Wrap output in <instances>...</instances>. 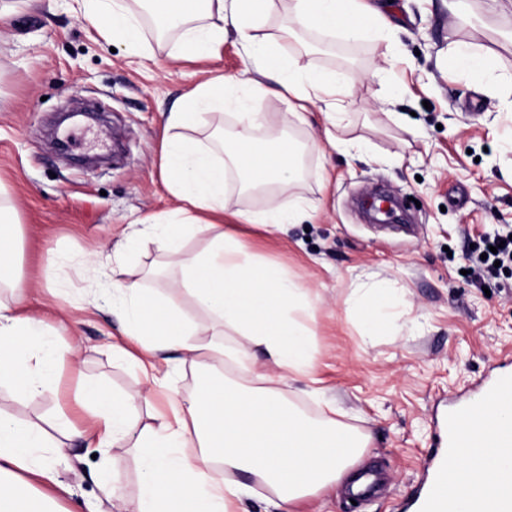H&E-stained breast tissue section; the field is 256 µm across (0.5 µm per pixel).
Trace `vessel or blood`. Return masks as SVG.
Masks as SVG:
<instances>
[{"label": "vessel or blood", "mask_w": 512, "mask_h": 512, "mask_svg": "<svg viewBox=\"0 0 512 512\" xmlns=\"http://www.w3.org/2000/svg\"><path fill=\"white\" fill-rule=\"evenodd\" d=\"M512 392V372H502L493 380L483 383L476 398L456 404L448 412L442 425V446L429 462L426 477L413 501L416 512H457L455 502L446 497L442 489L448 466V458L458 445L463 426L475 429L483 439L500 437L503 430H512V419L490 416L487 405L499 395ZM501 439V437H500ZM502 454L512 457V438L501 439ZM469 512H512V470L500 473L493 500L473 495Z\"/></svg>", "instance_id": "obj_1"}]
</instances>
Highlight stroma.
Listing matches in <instances>:
<instances>
[{"label": "stroma", "instance_id": "1", "mask_svg": "<svg viewBox=\"0 0 512 512\" xmlns=\"http://www.w3.org/2000/svg\"><path fill=\"white\" fill-rule=\"evenodd\" d=\"M7 3L14 11L0 23V201L16 208L22 226L28 293L18 309L52 326L66 310L63 336L81 350L61 374L58 399H17L6 389L0 404L22 420L61 409L81 426L84 380L153 399L142 374L113 359L118 317L93 296L116 268L144 287L165 288V279L147 275L167 261L161 241L130 246L125 237L135 224L180 222L162 167L164 121L200 82L227 77L231 93L294 144L306 173L278 201H301L308 217L278 229L238 218L271 206L267 194L244 188L233 170L224 187V221L245 251L300 283L311 303L312 367L284 376L278 389L317 419L335 404L342 422L370 438L355 465L375 477L369 496L352 499L339 483L293 512H407L443 413L512 364V267L471 273L487 239L512 229V0L492 11L485 0H468L462 19L445 0H391L388 41L306 31L303 64L352 84L336 98V120L321 104L296 116L278 97H251L235 31L209 55L178 59L179 33L162 38L146 26L142 55L104 39L77 0H0ZM457 41L491 52L484 73L456 66L448 48ZM92 102L105 110L104 124H62L68 155L59 157L47 122L63 107ZM330 132L349 149L331 148ZM100 151L107 165H83ZM375 187L404 199L411 231L362 218L354 199ZM380 284L393 302L371 332V290ZM312 387L322 401L305 397ZM96 451L86 439L65 450L67 512H107L99 490L106 479L125 497L139 490L127 449H111L105 460Z\"/></svg>", "mask_w": 512, "mask_h": 512}]
</instances>
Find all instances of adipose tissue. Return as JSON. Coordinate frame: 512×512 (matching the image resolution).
<instances>
[{"mask_svg": "<svg viewBox=\"0 0 512 512\" xmlns=\"http://www.w3.org/2000/svg\"><path fill=\"white\" fill-rule=\"evenodd\" d=\"M84 19L105 39H118L133 51H144L138 12L129 0H81ZM272 0H173L166 12L171 25L181 28L178 54L202 56L224 41L232 27L245 43L255 76L250 92L275 94L315 103L343 93L334 76L313 70L290 55L286 47L305 30H343L351 40L380 34L387 23L365 0H294L293 17L279 38L261 32V19ZM208 22L192 25L198 13ZM277 74L276 87L265 85L262 74ZM238 108L240 132L228 158L182 136L197 124L199 107ZM241 100L226 93L218 77L199 84L187 107L165 119L172 135L163 152L173 196L190 209L182 224H147L132 238L158 234L169 254L179 261L169 282V295L143 288L140 281L112 276L97 289L100 299L112 300L124 311L121 334L126 341L112 347L113 357L132 365L157 387L164 402L150 424L138 425L134 413L140 396L110 392L84 382L78 393L87 408L97 445L109 448L131 441L142 479L137 497L120 512H229V507L252 488L254 477L275 497L278 512L332 484L347 480L352 490L360 484L353 471L369 439L353 427L327 417L312 420L287 402L270 375L255 371L254 349L265 352L281 371L301 375L312 362L314 333L290 314L301 303L300 284L277 267L246 260L234 237L223 225L202 222V211L223 212L227 167L238 169L251 188L286 192L302 177L296 151L283 152L274 165L254 163L252 145L264 124L261 113L247 112ZM203 235L206 248L185 254L187 238ZM19 227L0 212V288L11 298H0V383L9 382L15 394L30 398L54 394L60 372L74 365L76 343L54 338L46 323L17 313L15 304L25 292L15 259ZM186 296L206 318L199 324L177 303ZM243 336L233 351L224 347V332ZM175 350L196 365L204 381L188 397L174 389L175 368L164 353ZM249 373L245 386L228 379L225 358ZM58 438H49L42 419L17 420L0 407V512H63L58 500L42 494L47 485L60 486L59 455L64 442L83 438L64 411H57ZM463 445L448 463L445 491L460 507L474 493L492 496L501 467L512 468V457L502 458L494 445L482 443L463 430Z\"/></svg>", "mask_w": 512, "mask_h": 512, "instance_id": "ef3b65f1", "label": "adipose tissue"}]
</instances>
